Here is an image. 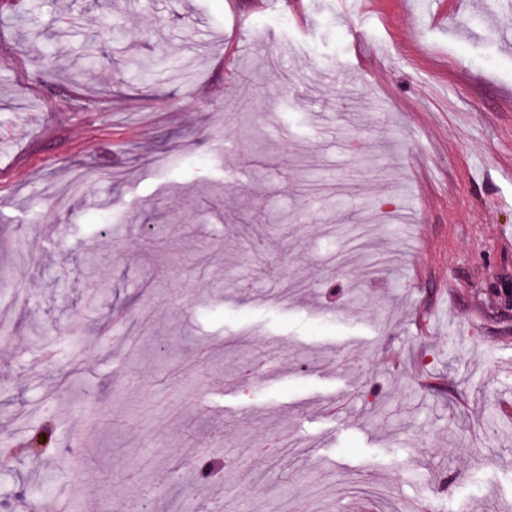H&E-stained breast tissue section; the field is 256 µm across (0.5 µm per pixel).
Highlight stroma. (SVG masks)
Instances as JSON below:
<instances>
[{"mask_svg":"<svg viewBox=\"0 0 512 512\" xmlns=\"http://www.w3.org/2000/svg\"><path fill=\"white\" fill-rule=\"evenodd\" d=\"M377 9L0 8V512H512V0Z\"/></svg>","mask_w":512,"mask_h":512,"instance_id":"obj_1","label":"stroma"}]
</instances>
